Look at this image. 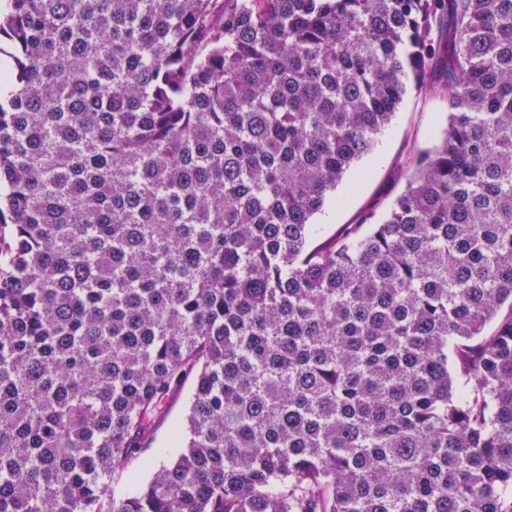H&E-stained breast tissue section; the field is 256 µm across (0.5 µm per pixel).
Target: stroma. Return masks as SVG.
<instances>
[{
  "label": "stroma",
  "instance_id": "1",
  "mask_svg": "<svg viewBox=\"0 0 512 512\" xmlns=\"http://www.w3.org/2000/svg\"><path fill=\"white\" fill-rule=\"evenodd\" d=\"M447 123L445 102L409 94L391 124L379 135L371 154L346 175L335 201L314 218L319 238H327L345 224L355 223L368 210L383 211L404 184L396 173L411 155L431 148L434 135ZM193 385L185 383L163 403L151 426L146 447L127 469L114 473L112 493L124 497L145 487L159 467L167 463V447L173 443L172 428L184 423L192 399Z\"/></svg>",
  "mask_w": 512,
  "mask_h": 512
}]
</instances>
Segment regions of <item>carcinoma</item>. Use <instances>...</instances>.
<instances>
[{"mask_svg":"<svg viewBox=\"0 0 512 512\" xmlns=\"http://www.w3.org/2000/svg\"><path fill=\"white\" fill-rule=\"evenodd\" d=\"M216 2L0 0V512H512V0ZM447 106L440 99L409 94L391 124L378 136L371 154L358 162L336 191L339 201L330 202L313 220L320 240L355 223L361 214L379 215L405 182L396 179L399 168L411 155L436 144L433 135L446 126ZM193 393V380L172 393L163 403L156 420L151 425L146 448L137 455V459L124 471L112 476V493L115 497H124L134 490L145 487L159 467L167 463L171 456L162 453L163 448L173 444L172 427L184 424Z\"/></svg>","mask_w":512,"mask_h":512,"instance_id":"cac0c4a2","label":"carcinoma"}]
</instances>
